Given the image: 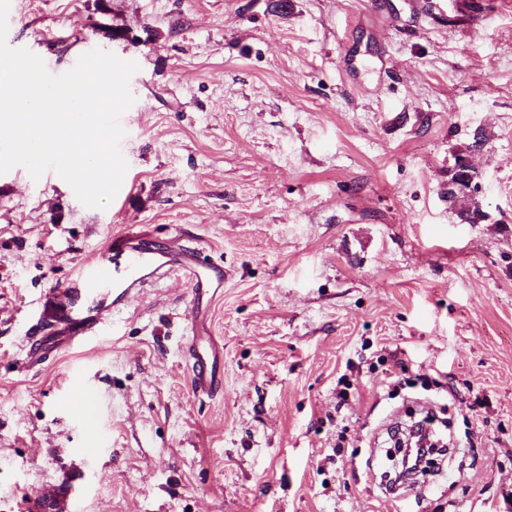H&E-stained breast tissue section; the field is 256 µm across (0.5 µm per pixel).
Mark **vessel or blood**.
I'll list each match as a JSON object with an SVG mask.
<instances>
[{
  "label": "vessel or blood",
  "instance_id": "obj_1",
  "mask_svg": "<svg viewBox=\"0 0 512 512\" xmlns=\"http://www.w3.org/2000/svg\"><path fill=\"white\" fill-rule=\"evenodd\" d=\"M181 274L189 289L186 347L197 394H211L224 372L223 350L199 329L201 311L217 297L233 276L229 267L205 260L198 238L177 235L163 242L138 233L113 235L106 251L83 261L61 288L49 292L42 303V321L50 335L33 337L29 360L63 344L77 346L96 339L103 327L101 306L111 301L120 309L124 300L172 274ZM68 402L79 414L90 411L93 390L76 382Z\"/></svg>",
  "mask_w": 512,
  "mask_h": 512
}]
</instances>
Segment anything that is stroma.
I'll use <instances>...</instances> for the list:
<instances>
[{
	"label": "stroma",
	"instance_id": "1",
	"mask_svg": "<svg viewBox=\"0 0 512 512\" xmlns=\"http://www.w3.org/2000/svg\"><path fill=\"white\" fill-rule=\"evenodd\" d=\"M273 2L10 0L8 45L50 69L89 48L139 69L107 208L0 174V512L64 482L66 512H512V4ZM478 132L485 218L463 224L448 169ZM128 230L234 268L213 395L176 275L28 363L42 298ZM76 372L90 421L63 403ZM420 399L461 456L393 493L377 450Z\"/></svg>",
	"mask_w": 512,
	"mask_h": 512
}]
</instances>
